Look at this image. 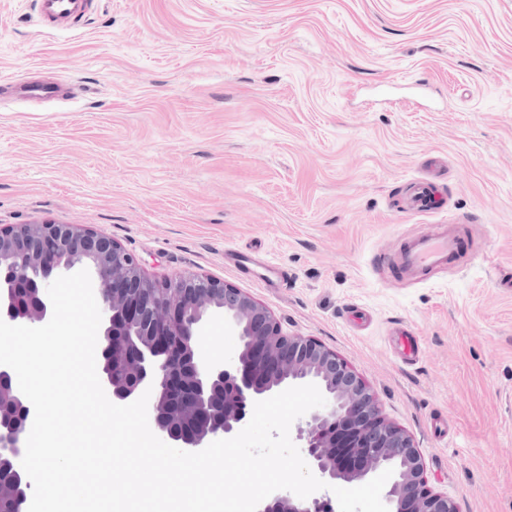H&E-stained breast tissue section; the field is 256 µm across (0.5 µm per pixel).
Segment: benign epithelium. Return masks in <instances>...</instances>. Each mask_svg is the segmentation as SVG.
<instances>
[{
    "instance_id": "1",
    "label": "benign epithelium",
    "mask_w": 512,
    "mask_h": 512,
    "mask_svg": "<svg viewBox=\"0 0 512 512\" xmlns=\"http://www.w3.org/2000/svg\"><path fill=\"white\" fill-rule=\"evenodd\" d=\"M76 265L94 269L102 302L97 371L108 398L130 404L146 389L149 424L168 445L198 452L232 437L257 401L314 384L326 405L308 413L297 438L314 475L354 485L391 468L388 512H459L430 489L422 452L390 423L370 388L335 351L283 332L272 313L246 292L194 273L152 278L116 241L76 224L0 227V318L36 325L50 320V281ZM220 311L238 338L235 356L204 361L200 327ZM34 408L12 371L0 365V497L27 512L30 483L17 465ZM330 497L289 493L264 499L257 512H329Z\"/></svg>"
}]
</instances>
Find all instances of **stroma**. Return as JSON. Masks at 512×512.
I'll return each instance as SVG.
<instances>
[{
    "label": "stroma",
    "instance_id": "35a3bbf8",
    "mask_svg": "<svg viewBox=\"0 0 512 512\" xmlns=\"http://www.w3.org/2000/svg\"><path fill=\"white\" fill-rule=\"evenodd\" d=\"M35 73L74 97L0 101V227L244 290L366 382L434 491L512 512V0H94L70 31L0 0V87ZM428 173L464 244L410 282L388 257L434 229L403 210Z\"/></svg>",
    "mask_w": 512,
    "mask_h": 512
}]
</instances>
